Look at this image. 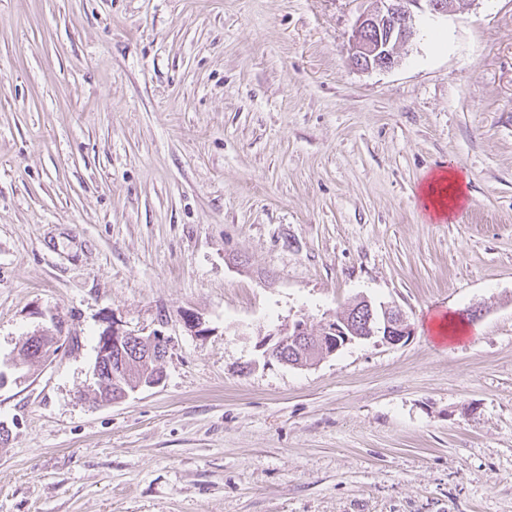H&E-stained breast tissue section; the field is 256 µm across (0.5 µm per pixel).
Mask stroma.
<instances>
[{
    "instance_id": "1",
    "label": "stroma",
    "mask_w": 512,
    "mask_h": 512,
    "mask_svg": "<svg viewBox=\"0 0 512 512\" xmlns=\"http://www.w3.org/2000/svg\"><path fill=\"white\" fill-rule=\"evenodd\" d=\"M368 5L0 0V512H512V0L386 71L349 60ZM360 298L413 335L264 357ZM115 326L165 378L101 405ZM463 177L453 169L434 172L421 187L420 198L432 219L448 217L462 207L465 198ZM430 328L438 331L440 336H435L436 340L448 339L449 344L461 343L469 335V325L462 318L450 313L441 320L434 319ZM29 354L39 360H47L54 354V346L58 343V336H52L48 331H43L28 339Z\"/></svg>"
}]
</instances>
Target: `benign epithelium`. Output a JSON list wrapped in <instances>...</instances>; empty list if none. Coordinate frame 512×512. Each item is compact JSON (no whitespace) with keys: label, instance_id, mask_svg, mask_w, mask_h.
Listing matches in <instances>:
<instances>
[{"label":"benign epithelium","instance_id":"7a95c632","mask_svg":"<svg viewBox=\"0 0 512 512\" xmlns=\"http://www.w3.org/2000/svg\"><path fill=\"white\" fill-rule=\"evenodd\" d=\"M463 0H372L370 8L363 12L350 39V61L364 71L389 70L398 65L397 48L406 43L414 31L413 22L418 13L432 16L458 11ZM414 333L405 314L397 307H374L369 300L353 306L346 315H333L325 320L319 335L309 336L306 324L297 320L280 328L263 343L265 354L286 362L284 351L297 354L296 365L311 366L326 356L335 354L344 346L356 341L378 337L382 342L396 345ZM58 337L44 331L28 337L29 354L46 360L54 354ZM168 338L160 332L150 336H137L114 326L104 336L95 362V375L100 385L117 379L112 371L113 363L128 361L130 354L155 365L154 372H145L134 386L117 384L122 392L120 400L129 393L160 385L164 379L161 362L167 354Z\"/></svg>","mask_w":512,"mask_h":512}]
</instances>
